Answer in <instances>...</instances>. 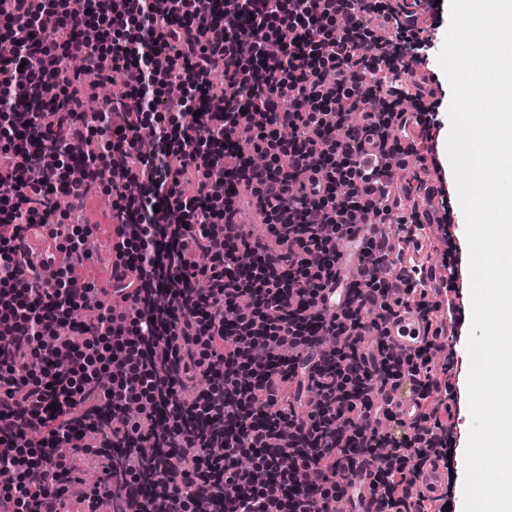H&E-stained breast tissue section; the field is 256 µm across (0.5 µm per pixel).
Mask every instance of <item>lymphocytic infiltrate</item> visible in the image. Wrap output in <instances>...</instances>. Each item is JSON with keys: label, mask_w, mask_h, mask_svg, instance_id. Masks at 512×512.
<instances>
[{"label": "lymphocytic infiltrate", "mask_w": 512, "mask_h": 512, "mask_svg": "<svg viewBox=\"0 0 512 512\" xmlns=\"http://www.w3.org/2000/svg\"><path fill=\"white\" fill-rule=\"evenodd\" d=\"M121 2L136 41L113 29L108 8L87 40L85 0H13L0 12V38L20 43L0 60V114L26 113L22 131L37 142L20 153L0 128V504L61 512L84 455L112 447V467L85 489L88 512H144L148 479L159 512L212 501L225 512H336L366 499L372 512H446L416 482L426 464L451 466L455 439L428 404L452 391L433 373V342L403 357L384 327L403 308L431 313L418 269L390 275L393 246L364 236L347 304L316 311L361 213L411 230L390 191L403 151L392 131L406 127L397 103L409 93L387 86L380 63L424 39L379 0H224L220 13L211 0ZM48 10L57 28L43 35ZM374 13L391 36L361 46L352 33ZM116 71L120 88L87 111L85 75L106 83ZM195 87L220 111L195 113ZM247 110L260 122L244 142ZM147 130L164 143L149 158L138 151ZM251 153L266 163L249 165ZM82 184L111 194L113 221L132 229L112 247L132 274L115 287L130 317L65 271L47 280L30 268L41 228L66 239L72 264L89 260L79 223L55 206ZM246 205L270 239L242 236ZM173 211L181 222L163 233ZM407 383L421 409L410 426L394 409Z\"/></svg>", "instance_id": "lymphocytic-infiltrate-1"}]
</instances>
